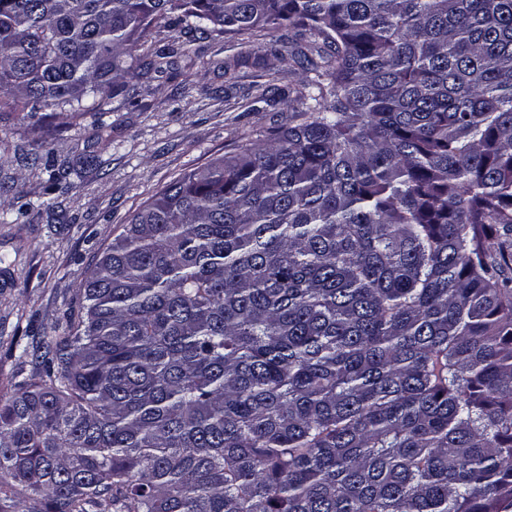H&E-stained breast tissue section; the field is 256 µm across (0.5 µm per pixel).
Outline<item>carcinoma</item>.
<instances>
[{
	"label": "carcinoma",
	"mask_w": 512,
	"mask_h": 512,
	"mask_svg": "<svg viewBox=\"0 0 512 512\" xmlns=\"http://www.w3.org/2000/svg\"><path fill=\"white\" fill-rule=\"evenodd\" d=\"M161 21L289 23L306 93L99 249L0 512H512V0H0V109L119 111Z\"/></svg>",
	"instance_id": "1"
}]
</instances>
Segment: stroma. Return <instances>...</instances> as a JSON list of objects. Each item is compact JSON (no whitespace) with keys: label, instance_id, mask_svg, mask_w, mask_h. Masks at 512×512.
<instances>
[{"label":"stroma","instance_id":"1","mask_svg":"<svg viewBox=\"0 0 512 512\" xmlns=\"http://www.w3.org/2000/svg\"><path fill=\"white\" fill-rule=\"evenodd\" d=\"M292 25L242 36L189 35L163 24L172 74L144 78L118 112H0V395L42 361L21 347L61 334L98 250L172 179L241 152L287 126L283 99L302 91L287 64ZM52 134L36 147L40 126ZM73 186L54 191L55 178Z\"/></svg>","mask_w":512,"mask_h":512}]
</instances>
